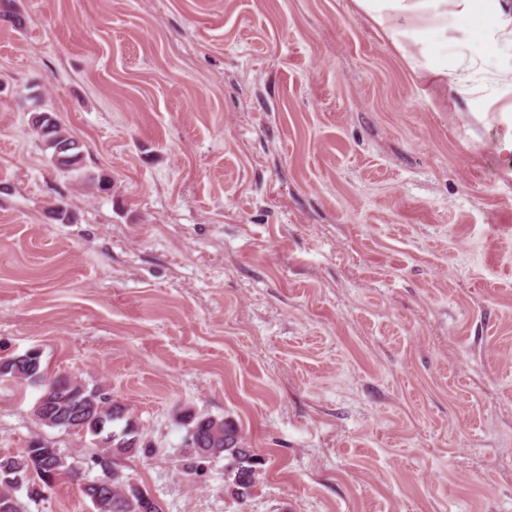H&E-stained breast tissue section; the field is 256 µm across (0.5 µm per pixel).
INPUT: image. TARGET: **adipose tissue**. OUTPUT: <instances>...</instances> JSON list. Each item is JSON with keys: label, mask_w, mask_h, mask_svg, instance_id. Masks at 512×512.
I'll use <instances>...</instances> for the list:
<instances>
[{"label": "adipose tissue", "mask_w": 512, "mask_h": 512, "mask_svg": "<svg viewBox=\"0 0 512 512\" xmlns=\"http://www.w3.org/2000/svg\"><path fill=\"white\" fill-rule=\"evenodd\" d=\"M355 3L401 53L415 80L439 92L466 83L469 65L461 61L451 65L441 59L420 65L414 61L411 46L427 38L447 37L448 20L452 17L479 21V28L471 36L487 54L493 52L502 37L512 35V12L504 0H355Z\"/></svg>", "instance_id": "adipose-tissue-1"}]
</instances>
